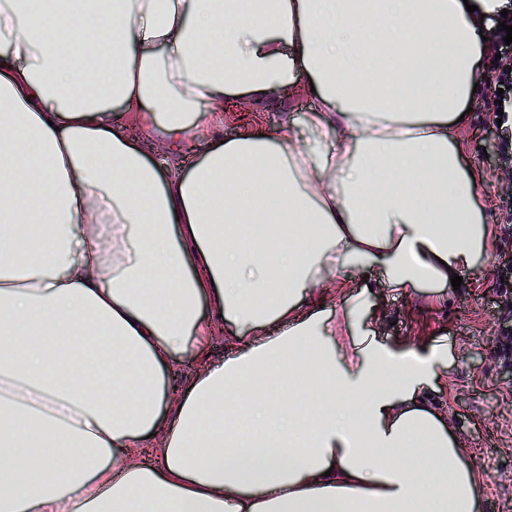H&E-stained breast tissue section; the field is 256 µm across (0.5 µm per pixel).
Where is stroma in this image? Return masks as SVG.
Here are the masks:
<instances>
[{
  "label": "stroma",
  "instance_id": "obj_1",
  "mask_svg": "<svg viewBox=\"0 0 512 512\" xmlns=\"http://www.w3.org/2000/svg\"><path fill=\"white\" fill-rule=\"evenodd\" d=\"M500 27L488 34L483 52L482 83L471 98L469 122L459 136L464 146L463 166L477 179L479 208L491 229L483 256L461 268L460 289L445 285L446 301L436 309L419 295H402L383 286V270L371 266L350 275V285L364 294V314L358 327L390 347L404 344H448V369L432 398L441 403L455 433L472 451L481 474V512H512V381L494 356L498 323L506 311V293L498 286L497 270L512 258V226L503 218L502 205L512 199L506 179L512 165L500 153L502 130L494 126L502 69L512 67V53H504ZM283 119L276 100L251 103L244 114L226 113L217 136L232 140L245 122L275 127Z\"/></svg>",
  "mask_w": 512,
  "mask_h": 512
}]
</instances>
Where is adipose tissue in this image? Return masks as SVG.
I'll return each mask as SVG.
<instances>
[{
  "label": "adipose tissue",
  "instance_id": "1",
  "mask_svg": "<svg viewBox=\"0 0 512 512\" xmlns=\"http://www.w3.org/2000/svg\"><path fill=\"white\" fill-rule=\"evenodd\" d=\"M504 6L0 0V512H479L428 395L447 345L355 334L361 295L321 285L434 296L485 252L455 132ZM309 86L170 176L129 132L175 153ZM250 103V109L245 112L226 113L224 115V126L217 131V137L224 140H232L239 136L244 130V122L250 120L251 123L266 127H276L283 120L282 112L277 106L275 99L267 101ZM245 116L244 119L241 116ZM177 359L176 365L167 377L169 397L172 399H175L176 394H180L197 371V366L193 361L190 349H186L179 354Z\"/></svg>",
  "mask_w": 512,
  "mask_h": 512
}]
</instances>
